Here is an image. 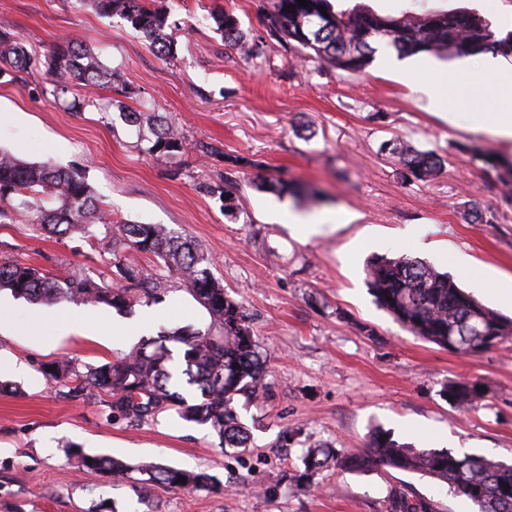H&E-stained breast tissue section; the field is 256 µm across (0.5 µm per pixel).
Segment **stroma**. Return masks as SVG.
I'll use <instances>...</instances> for the list:
<instances>
[{"mask_svg":"<svg viewBox=\"0 0 512 512\" xmlns=\"http://www.w3.org/2000/svg\"><path fill=\"white\" fill-rule=\"evenodd\" d=\"M157 3L169 6L177 22L170 60L153 55L125 20L101 17L76 0H0V28L39 56L62 38H77L118 80L141 91L140 101L113 103L106 118L93 108L72 112L54 102L45 70L37 68L26 82L0 84V150L83 171L116 217L165 224L198 241L213 275L242 300L267 353L269 396L263 405L239 407L253 442L234 456L207 428L168 412L141 425L106 422L107 394L65 399L43 365L67 358L82 369L112 361L130 350V337L159 326L207 327L206 309L170 282L161 303L124 315L95 307L96 333L85 336L83 304L64 301L47 310L1 291L10 327L0 332V512H386L388 493L399 485L434 500L439 512H474L466 497L409 472L331 469L315 476L311 492L292 475L305 449H357L376 428L419 448L512 461V338L477 356L425 342L375 304L365 272L374 254L420 257L469 291L472 282L453 264L460 258L489 277L478 299L512 317V303L498 291L501 282L512 285V203L506 188L486 183L479 157L467 151L478 145L512 159V143L473 131L460 118L495 111L512 87L497 86L483 70H462L456 58L412 56V67L434 69L448 85V102L437 111L417 80L374 63L350 76L274 41L256 56L225 44L213 12L232 11L248 39L261 40L258 0ZM429 4L466 7L496 30L512 28V0ZM136 108L177 127L185 153L166 160L140 152V132L123 118ZM393 138L434 151L444 169L426 182H402L394 159L379 150ZM200 141L261 161L266 177L308 183L321 195L247 186L239 219L229 218L202 189L223 179L228 166L197 154ZM476 206L495 210L493 223H472L468 213ZM292 212L337 222L303 240L289 227ZM111 256L112 240L99 229L69 238L24 222L0 225V257L56 276L121 286ZM119 319L127 324L123 337L112 334ZM460 380L483 387L478 406L441 397L443 384ZM72 445L131 464L203 469L221 487L188 493L157 486L142 503L129 485L76 468L67 457Z\"/></svg>","mask_w":512,"mask_h":512,"instance_id":"obj_1","label":"stroma"}]
</instances>
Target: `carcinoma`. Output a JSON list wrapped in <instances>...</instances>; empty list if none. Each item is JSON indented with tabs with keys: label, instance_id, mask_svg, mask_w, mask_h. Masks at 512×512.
I'll return each mask as SVG.
<instances>
[{
	"label": "carcinoma",
	"instance_id": "1",
	"mask_svg": "<svg viewBox=\"0 0 512 512\" xmlns=\"http://www.w3.org/2000/svg\"><path fill=\"white\" fill-rule=\"evenodd\" d=\"M107 18L118 16L141 33L148 48L162 59L173 57L174 42L167 28L170 14L154 6L156 0H76ZM427 0H411L399 15H382L358 4L349 10H334L330 0H261L265 38L309 59H317L349 74L361 73L373 60L375 44L383 41L400 56L430 53L441 58L476 56L492 52L512 57V31L501 33L484 16L465 8L439 9ZM224 42L252 55L259 44L248 43L247 34L230 12L212 14ZM35 59L25 43L11 30L0 29V79L18 83L32 73ZM49 76V94L74 112L106 107L97 99L73 93L76 85L109 88L118 96L135 99L139 91L115 79L100 56L77 39L59 43L44 61ZM127 122L148 125L150 136L140 138L141 152L173 157L184 150L175 127L153 113L129 112ZM396 156L400 175L406 181H428L441 173L444 161L432 151L419 150L397 139L388 143ZM465 151L477 154L483 172L493 180L512 185V164L476 145ZM231 166L248 178L247 185L294 194L297 188L283 179L265 180L249 170L261 162L245 157ZM208 195L222 203L224 215L242 210V181L228 177L205 186ZM30 215L36 229L50 228L62 235L91 233L99 226L112 235V267L125 282L123 288H104L90 278L71 275L55 278L43 268L0 259V288L32 304L53 305L61 300L105 305L127 311L144 300L156 302L160 291L175 277L209 313L210 326L160 327L154 336L141 338L129 352L81 373L70 360L48 363L47 375L68 388L67 396L86 398L91 391L106 392L108 419L131 424L171 411L186 422L207 427L224 450L242 453L251 447V430L236 409L240 397L260 403L268 395L267 356L256 339L242 302L224 292L208 260L190 238L165 224H142L118 220L103 207L81 173L57 168L48 162L26 163L0 151V224H14L20 215ZM125 248L154 257L143 266L121 254ZM366 279L376 304L404 329L420 339L463 354L485 352V337L501 344L512 336V319L501 316L461 289L452 276L428 261L410 256L375 254L366 263ZM440 395L458 407H473L483 399L474 382L446 383ZM70 455L84 471L100 474L112 484L132 483L139 497L151 487L164 485L191 492L214 489L213 476L159 462L129 464L123 460L73 449ZM303 469L294 475L309 489L315 475L328 468L353 472L389 469L428 477L456 495L471 501L475 512H512V464L479 454H459L448 449H421L400 443L391 433L375 428L365 446L344 452L320 444L300 458ZM140 478H134V475ZM185 481H179V477ZM387 512H436L434 501L402 487H393Z\"/></svg>",
	"mask_w": 512,
	"mask_h": 512
}]
</instances>
